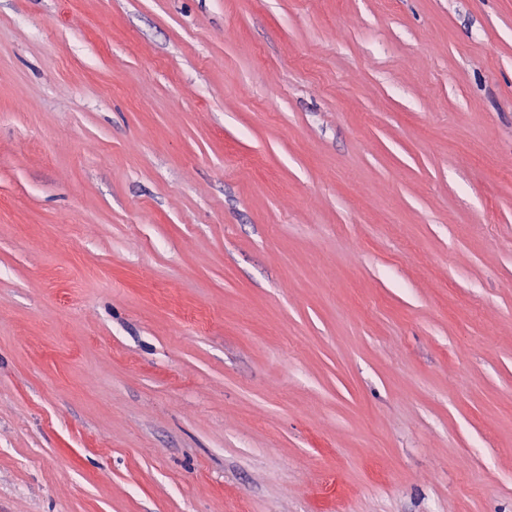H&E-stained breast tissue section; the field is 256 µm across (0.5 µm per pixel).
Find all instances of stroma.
Masks as SVG:
<instances>
[{
  "mask_svg": "<svg viewBox=\"0 0 512 512\" xmlns=\"http://www.w3.org/2000/svg\"><path fill=\"white\" fill-rule=\"evenodd\" d=\"M0 512H512V0H0Z\"/></svg>",
  "mask_w": 512,
  "mask_h": 512,
  "instance_id": "35a3bbf8",
  "label": "stroma"
}]
</instances>
